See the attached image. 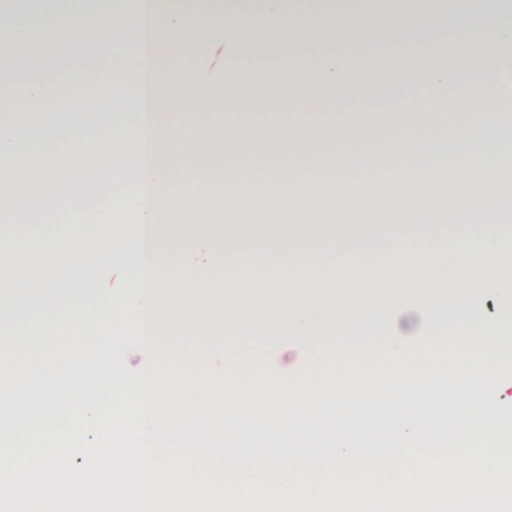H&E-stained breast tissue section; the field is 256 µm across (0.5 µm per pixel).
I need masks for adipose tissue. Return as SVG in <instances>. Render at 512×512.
<instances>
[{"instance_id":"1","label":"adipose tissue","mask_w":512,"mask_h":512,"mask_svg":"<svg viewBox=\"0 0 512 512\" xmlns=\"http://www.w3.org/2000/svg\"><path fill=\"white\" fill-rule=\"evenodd\" d=\"M263 21L242 10L204 9L200 0H56L42 25L18 23L0 7V84L14 120L0 121V213L19 214L47 242L138 245L144 228L160 255L175 256L180 271L160 276L159 341L185 342L206 333L262 334L283 339L275 376L262 381L202 373L189 363L159 370L163 435L189 448L194 460L220 455L249 477L261 475V427L248 417L255 405L287 403L274 423L275 450L293 458L368 452L388 459L406 450L447 454L461 435L476 447L512 455V415L496 413L486 389L512 364V153L502 151L500 98L512 93V12L461 13L455 28L433 16L396 24V49L350 54V32L373 34V19L393 0H262ZM125 30L120 59L102 71L99 41L75 55L86 73L103 74L111 94L87 100L85 81H62L56 69L37 68L13 51L47 31L77 38L105 24ZM312 36L310 46L273 59L262 52L273 32ZM224 37L225 57L237 68L204 84L192 72L165 66L178 50L214 51ZM314 57L316 74H291L294 62ZM427 84L443 95L445 111L418 92ZM90 101L88 122L53 120L62 102ZM177 112H282L286 122L252 135L239 122L175 127L147 122L148 109ZM120 144L115 162L99 173L83 156L90 141ZM73 165V186L60 195L34 197L19 185L31 173L54 175L61 158ZM382 164L385 177L373 165ZM224 183L210 201L211 220L194 223L197 205L177 186L213 178ZM285 191L276 208L266 187ZM461 199L444 207L449 190ZM384 224L387 236L411 238L427 227L455 224L461 232L444 246L405 249L381 263L364 262L371 239L348 227ZM302 228L310 245L334 252L336 270H297L298 242L279 233ZM275 262L263 275L235 265L253 227ZM215 241L234 264L224 284L199 277L195 244ZM497 289L498 323L484 318L480 298ZM428 311L429 335L411 338L399 328L408 294ZM463 339L442 341L454 327ZM382 336L374 360L330 359L322 343ZM459 358L463 372L427 389L415 405L384 410V397L406 398L417 377ZM385 378L383 396L349 400L339 394L310 413L315 388H338ZM294 377L281 394L275 377Z\"/></svg>"}]
</instances>
